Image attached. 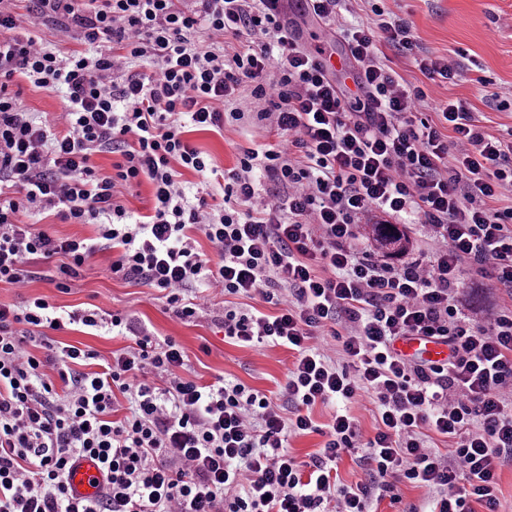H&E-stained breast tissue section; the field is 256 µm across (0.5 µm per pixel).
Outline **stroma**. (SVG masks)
I'll return each instance as SVG.
<instances>
[{"mask_svg": "<svg viewBox=\"0 0 512 512\" xmlns=\"http://www.w3.org/2000/svg\"><path fill=\"white\" fill-rule=\"evenodd\" d=\"M390 16L408 20L425 54L452 61L457 70L453 82L432 81L417 69L413 59L396 49L383 47V62L408 83L426 93L422 118L436 119L447 99L466 101L480 126L489 134L512 132V0H381ZM283 9L294 23L301 42L323 44L338 77L352 79V65L345 58L331 29L303 14L297 0H285ZM10 90L19 92L24 108L34 116L55 117L62 110V94L33 87L14 77ZM191 138L217 170L238 164L244 150L274 142L275 135L252 122L225 126L223 131H197ZM111 253H102L87 271L60 291L50 282L54 262L35 260L25 286L0 283V304L16 307L42 297L63 310L101 307L135 319L138 327L158 338H172L184 350L192 376L204 383L216 378L241 383L265 393L278 392L294 361L292 351L281 347H242L224 336L223 298L184 322L168 310L159 291L132 280L117 278L110 270ZM453 301L468 317L490 322L512 307V298L488 276L463 268L453 291ZM53 340L93 350L101 356L133 343L132 336L77 327L53 333ZM375 512H430L432 505L422 490L407 483L391 491L374 488Z\"/></svg>", "mask_w": 512, "mask_h": 512, "instance_id": "stroma-1", "label": "stroma"}]
</instances>
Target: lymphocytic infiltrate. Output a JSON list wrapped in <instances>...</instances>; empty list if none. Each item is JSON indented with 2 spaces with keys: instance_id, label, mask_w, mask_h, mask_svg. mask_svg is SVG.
Returning a JSON list of instances; mask_svg holds the SVG:
<instances>
[{
  "instance_id": "1",
  "label": "lymphocytic infiltrate",
  "mask_w": 512,
  "mask_h": 512,
  "mask_svg": "<svg viewBox=\"0 0 512 512\" xmlns=\"http://www.w3.org/2000/svg\"><path fill=\"white\" fill-rule=\"evenodd\" d=\"M36 0L0 10V283H27V263L61 258L74 278L111 251L110 270L162 292L182 320L212 298L260 297L276 314L224 308V335L243 347L295 354L279 398L240 383L192 377L172 339L141 334L100 369L93 351L64 344L49 360L29 349L71 325L129 328L127 315L63 311L37 297L0 306V512H371L372 487L337 484L343 454L362 449L373 475L422 489L433 512H498V470L512 454V310L481 324L452 302L463 266L512 288V139L492 136L451 99L438 122L417 120L426 98L380 59L408 53L428 79L454 65L423 55L411 24L372 5L347 23L341 0H304L332 26L354 65V89L322 48L302 45L283 0ZM80 42L60 56L39 29ZM22 75L61 89L59 115L36 121L8 83ZM277 140L245 150L224 173L222 202L190 199L183 170L212 173L188 138L248 113ZM118 154L111 175L92 158ZM278 184L261 188V176ZM148 182L151 214L130 211L123 188ZM92 224L56 238L23 223L24 207ZM407 218L429 226L431 256L392 267L360 254L355 225ZM201 232L208 257L192 237ZM348 334L335 332L338 320ZM406 336L448 345L447 360L396 350ZM339 358H332V351ZM129 404L117 416L118 398ZM373 401L375 433L350 413L317 425L316 404ZM318 433L308 460L292 434ZM447 452L429 447V436ZM97 460L99 492L74 499L67 476ZM324 438L316 433L290 435L288 437V451L298 460H308L309 455L314 454L323 446Z\"/></svg>"
}]
</instances>
